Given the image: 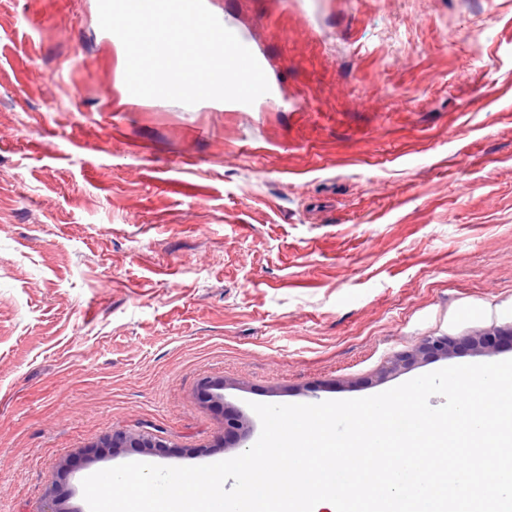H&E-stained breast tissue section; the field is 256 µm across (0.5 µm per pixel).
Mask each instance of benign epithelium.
Segmentation results:
<instances>
[{
    "label": "benign epithelium",
    "instance_id": "obj_1",
    "mask_svg": "<svg viewBox=\"0 0 512 512\" xmlns=\"http://www.w3.org/2000/svg\"><path fill=\"white\" fill-rule=\"evenodd\" d=\"M506 341L512 342V327L481 332L466 339L453 336H430L412 352L395 359L385 370L391 374L416 364L429 356L449 357L457 352L468 349L479 353L494 352ZM247 429L246 419L236 411L224 413V436L227 439L239 440L245 435ZM164 440L162 436L150 433L122 432L112 436L108 445L113 448H161Z\"/></svg>",
    "mask_w": 512,
    "mask_h": 512
}]
</instances>
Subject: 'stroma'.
<instances>
[{
	"mask_svg": "<svg viewBox=\"0 0 512 512\" xmlns=\"http://www.w3.org/2000/svg\"><path fill=\"white\" fill-rule=\"evenodd\" d=\"M272 98L131 95L97 0H0V512L200 466L224 409L375 395L512 347V0H205ZM152 146L142 155L140 145ZM151 426L166 447L111 448ZM506 341L512 346V327L485 331L460 339L453 336H430L412 352L395 359L387 368L388 373H394L416 364L419 360L429 356H449L457 354L460 350L468 349L479 353L494 352Z\"/></svg>",
	"mask_w": 512,
	"mask_h": 512,
	"instance_id": "obj_1",
	"label": "stroma"
}]
</instances>
